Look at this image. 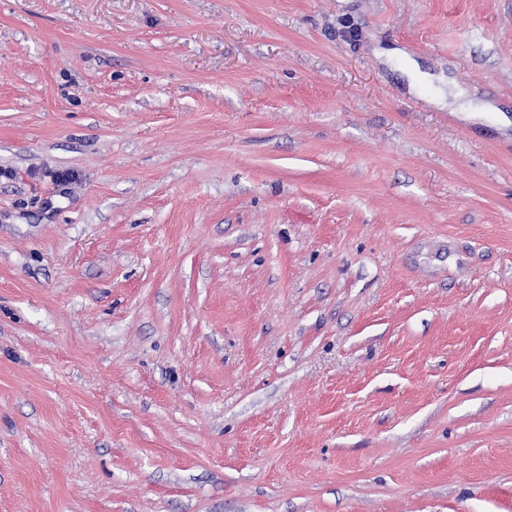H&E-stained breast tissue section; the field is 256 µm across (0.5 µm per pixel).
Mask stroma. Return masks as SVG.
I'll return each mask as SVG.
<instances>
[{
	"instance_id": "1",
	"label": "stroma",
	"mask_w": 512,
	"mask_h": 512,
	"mask_svg": "<svg viewBox=\"0 0 512 512\" xmlns=\"http://www.w3.org/2000/svg\"><path fill=\"white\" fill-rule=\"evenodd\" d=\"M0 512H512V0H0Z\"/></svg>"
}]
</instances>
